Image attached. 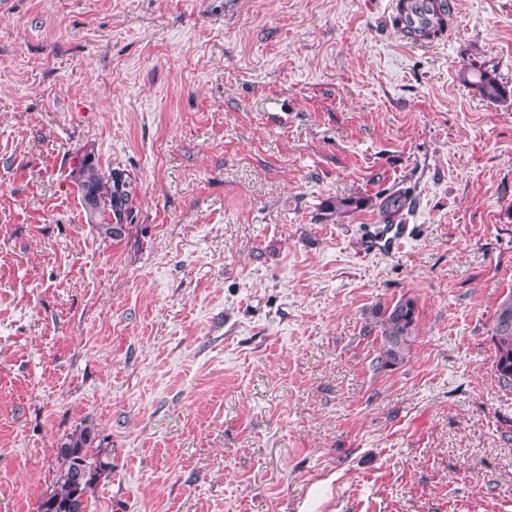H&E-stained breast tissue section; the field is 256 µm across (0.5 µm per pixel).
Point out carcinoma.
<instances>
[{
	"label": "carcinoma",
	"mask_w": 512,
	"mask_h": 512,
	"mask_svg": "<svg viewBox=\"0 0 512 512\" xmlns=\"http://www.w3.org/2000/svg\"><path fill=\"white\" fill-rule=\"evenodd\" d=\"M425 10L427 35L439 37L448 27L451 8L445 0H429ZM464 84L473 87L490 102L507 98L509 91L494 69H474L468 65L460 72ZM115 171L102 173L88 156L77 170L76 182L89 223L97 232L114 241L125 232L132 208V182L114 177ZM405 204L404 194L386 196L379 203L385 215L398 212ZM417 302L411 296L400 298L381 319V345L375 358L376 368L392 369L406 362L417 339ZM493 370L498 384L512 389V293L497 305L491 327ZM94 425L86 424L60 445L62 468L54 489L44 494L39 512H73L72 504L86 496L101 480L112 473L110 454L96 444Z\"/></svg>",
	"instance_id": "cac0c4a2"
}]
</instances>
